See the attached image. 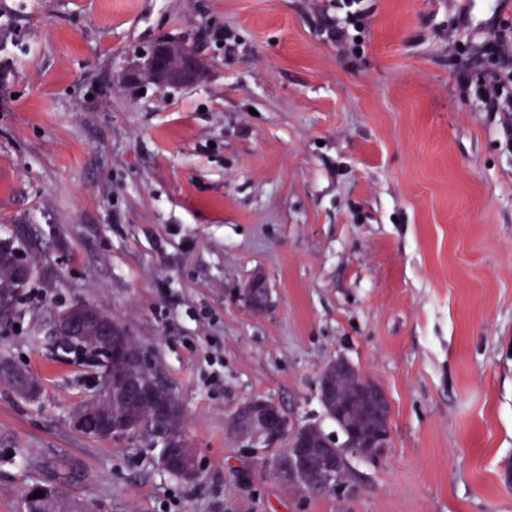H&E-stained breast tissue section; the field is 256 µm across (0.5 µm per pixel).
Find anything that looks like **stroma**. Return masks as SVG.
Here are the masks:
<instances>
[{
  "label": "stroma",
  "instance_id": "obj_1",
  "mask_svg": "<svg viewBox=\"0 0 512 512\" xmlns=\"http://www.w3.org/2000/svg\"><path fill=\"white\" fill-rule=\"evenodd\" d=\"M368 4L354 54L336 0H0V237L28 225L38 266L0 353L41 381L30 402L0 380V512L43 461L90 512H512V112L454 65L512 0ZM164 34L207 79L123 83ZM78 301L178 397L196 482L73 428L96 374L40 338ZM339 357L386 392L389 444L312 495L232 415L269 400L335 433L318 380ZM246 299L250 307L255 310L265 308L270 299V288L262 278L251 281L246 288Z\"/></svg>",
  "mask_w": 512,
  "mask_h": 512
}]
</instances>
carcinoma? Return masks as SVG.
Segmentation results:
<instances>
[{"label":"carcinoma","mask_w":512,"mask_h":512,"mask_svg":"<svg viewBox=\"0 0 512 512\" xmlns=\"http://www.w3.org/2000/svg\"><path fill=\"white\" fill-rule=\"evenodd\" d=\"M33 246L29 229L23 224L15 225L10 235L0 239V293L8 295L7 308L14 313L17 312L26 288L37 274L35 264L28 258ZM117 341L116 335L110 339L87 335L73 338L70 345L91 355L92 361L85 363V366L92 369L108 367L112 370V379L117 382L145 380L143 370L138 365L118 354ZM0 379L9 382L14 391L28 401L33 400V397L22 391L24 386L30 384L38 390L41 389L37 377L21 370L5 356L0 357ZM361 381L362 374L343 358L330 362L324 368L319 380V401L326 418L336 424L342 441H333L316 423L311 426L302 425L298 428V433L313 452L322 455L342 451L351 439L361 443L378 432H388V418L377 415L372 409L377 392L362 387ZM158 398L170 405L168 416L162 423L163 435L174 441L187 443L184 412L178 399L170 390L158 394ZM271 409L273 405L269 400L262 401L260 406L252 401L241 405L237 413L241 417H258ZM112 414L137 427L134 437L140 439L146 447L157 451V464L167 463V448L156 440L152 424L153 409L150 404L116 390L112 397ZM53 491L60 497L63 512H88V507L82 500L72 499L56 487Z\"/></svg>","instance_id":"obj_1"}]
</instances>
